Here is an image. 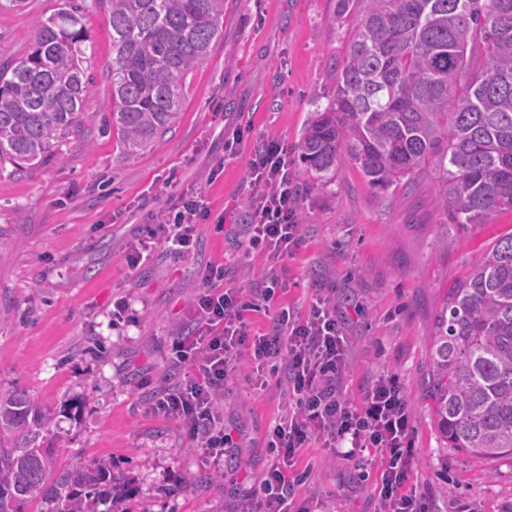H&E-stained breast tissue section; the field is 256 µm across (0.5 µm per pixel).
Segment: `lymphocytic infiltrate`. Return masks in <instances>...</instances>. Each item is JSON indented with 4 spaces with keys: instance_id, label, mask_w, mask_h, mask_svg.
Returning <instances> with one entry per match:
<instances>
[{
    "instance_id": "f902f5d3",
    "label": "lymphocytic infiltrate",
    "mask_w": 512,
    "mask_h": 512,
    "mask_svg": "<svg viewBox=\"0 0 512 512\" xmlns=\"http://www.w3.org/2000/svg\"><path fill=\"white\" fill-rule=\"evenodd\" d=\"M287 147L267 140L256 148L249 168L251 191L250 243L259 247L268 266L263 287L243 293L225 287L223 265L202 273L203 289L193 304L196 331L174 345L177 362L191 366L178 388L155 395L151 411L173 420L199 448L206 463L222 465L231 438L224 431L218 396L227 378L244 363L254 369L274 364L278 384L289 393V410L268 432V445L277 459L256 490V512H310L293 508L299 475L288 467L299 448L311 439L324 447L387 457L382 473L380 512H422L415 495L406 492L408 458L414 433L413 413L396 376L384 375L369 385L360 402L345 397L340 375L348 366L346 340L336 317V304L318 296L306 316L281 309L269 333L250 335L246 311L261 307L283 282L281 263L301 244L298 209L301 192L289 174ZM211 215L202 196L181 195L152 217L146 236L131 242L127 263L137 267L145 253L165 243L177 255L190 251L196 227Z\"/></svg>"
}]
</instances>
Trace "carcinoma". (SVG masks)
<instances>
[{
    "instance_id": "1",
    "label": "carcinoma",
    "mask_w": 512,
    "mask_h": 512,
    "mask_svg": "<svg viewBox=\"0 0 512 512\" xmlns=\"http://www.w3.org/2000/svg\"><path fill=\"white\" fill-rule=\"evenodd\" d=\"M112 128L128 155L157 146L181 118L184 77L223 33L224 0H107ZM359 11L327 105L311 116L301 163L326 184L344 158L387 191L432 178L461 228L512 210V0H336ZM80 16L36 22L17 61L0 65V165L50 160L80 123ZM425 398L446 444L512 459V231L472 262L433 323ZM54 421L28 398L0 394V512H98L113 500L103 460L60 467L37 444Z\"/></svg>"
}]
</instances>
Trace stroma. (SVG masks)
Listing matches in <instances>:
<instances>
[{"label":"stroma","instance_id":"1","mask_svg":"<svg viewBox=\"0 0 512 512\" xmlns=\"http://www.w3.org/2000/svg\"><path fill=\"white\" fill-rule=\"evenodd\" d=\"M61 2L0 0L1 64L27 52L35 18ZM81 3L93 47L81 122L51 161L20 171L0 165V392L53 414L59 465L110 461L125 481L128 512H254L253 491L275 459L267 434L288 410L275 376L262 387L243 368L226 381L220 403L233 446L213 477L179 425L146 407L184 373L172 345L192 329L200 269L225 265L230 287L266 280L248 235L254 149L274 139L296 152L336 84L352 23L337 19L336 0H224V34L187 73L179 123L156 149L128 156L107 125L108 3ZM238 133L242 142L228 151ZM290 173L302 192V245L284 262L287 288L269 308L247 312L250 334H266L275 310L303 315L316 294L332 297L347 338L343 393L359 400L389 372L413 408L406 489L424 512H512V461L446 447L422 398L435 312L472 261L512 231V211L464 230L450 223L431 179L383 192L347 159L325 185L299 161ZM199 191L223 224L198 225L183 256L160 243L129 268L128 245L150 215ZM294 468L305 475L295 505L380 508L382 457L334 456L313 439Z\"/></svg>","mask_w":512,"mask_h":512}]
</instances>
